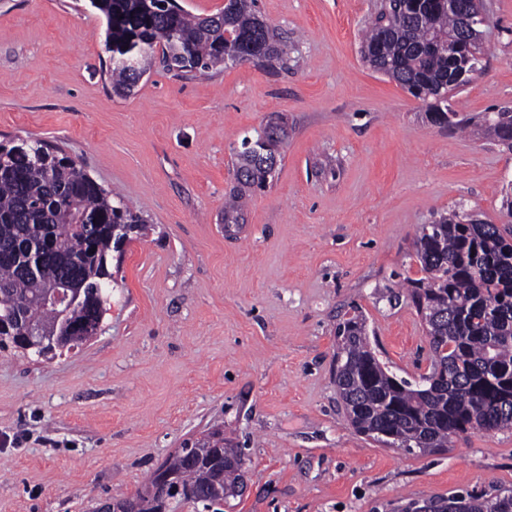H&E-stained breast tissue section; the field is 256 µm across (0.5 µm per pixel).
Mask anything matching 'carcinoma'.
I'll return each instance as SVG.
<instances>
[{
	"mask_svg": "<svg viewBox=\"0 0 512 512\" xmlns=\"http://www.w3.org/2000/svg\"><path fill=\"white\" fill-rule=\"evenodd\" d=\"M105 20L112 91L130 94L152 68L156 50L163 67L175 73L203 74L244 58L255 64L285 63L288 41L268 25L257 0H228L224 10L195 15L176 0H90ZM460 17L448 0H381L361 41L363 59L426 106L433 125L494 134L512 150V112H488L481 123L461 116L448 103V78L469 85L482 69L479 45L448 58V41L459 36ZM136 66L114 59L122 49ZM288 132L263 127L242 139L236 154V186L224 205V223H245L246 199L266 189L282 162ZM145 220L120 197L92 179L62 148L45 140L0 142V350L26 339V319L61 329L55 309L39 298L58 278L82 288L74 316L99 320L112 296L109 265L119 232L141 229ZM414 257L422 277L406 280V299L421 317L431 351L427 372L412 383L397 377L378 359L359 307L336 324V393L348 423L371 438L380 435L397 450L431 454L452 446L453 438L478 431L512 428V224H491L451 210L418 230ZM83 341L71 335L46 339L35 347L54 354ZM206 448L224 455V464L202 467L190 457L189 442L155 468L146 485L163 475L181 486L173 499L219 503L218 490L242 479L245 449L224 441L215 430L202 437ZM512 489L433 498L439 512L453 503L461 512H495Z\"/></svg>",
	"mask_w": 512,
	"mask_h": 512,
	"instance_id": "cac0c4a2",
	"label": "carcinoma"
}]
</instances>
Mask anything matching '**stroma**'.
Segmentation results:
<instances>
[{
    "label": "stroma",
    "instance_id": "obj_1",
    "mask_svg": "<svg viewBox=\"0 0 512 512\" xmlns=\"http://www.w3.org/2000/svg\"><path fill=\"white\" fill-rule=\"evenodd\" d=\"M378 0H258L287 63L173 76L113 93L88 0H0V140L61 144L146 221L112 262L100 330L45 360L0 351V512H94L184 440L245 448L222 512H391L398 501L512 489V430L447 451L359 434L336 395L335 328L361 306L398 376L430 363L423 325L385 287L420 277V225L459 210L504 223L512 152L430 125L361 58ZM485 71L451 99L512 112V0H486ZM288 128L269 187L224 223L235 151L270 114Z\"/></svg>",
    "mask_w": 512,
    "mask_h": 512
}]
</instances>
